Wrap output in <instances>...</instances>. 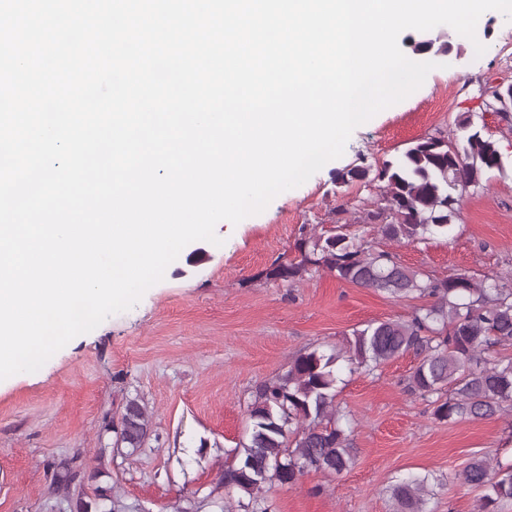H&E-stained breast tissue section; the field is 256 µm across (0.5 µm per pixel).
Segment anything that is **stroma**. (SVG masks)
I'll return each instance as SVG.
<instances>
[{"mask_svg": "<svg viewBox=\"0 0 512 512\" xmlns=\"http://www.w3.org/2000/svg\"><path fill=\"white\" fill-rule=\"evenodd\" d=\"M476 37L483 55L453 43L416 95L356 128L340 158L233 229L216 226L223 245L188 244L131 309L38 371L0 381V512H73L100 484L112 486L122 512H221L225 504L242 512L238 494L220 480L246 438L257 383L284 373L301 351L346 348L354 329L408 319L421 304L324 271L288 285L266 280L275 258L295 257L301 225L350 223L369 245L437 277L512 275V116L490 110L484 94L512 84V20L490 15ZM466 115L497 143L504 170L464 193L448 234L386 240L364 221L379 187L340 184L337 172L359 158L379 167L423 136L456 138ZM417 363L408 352L371 373L341 369L336 402L355 463L339 475L268 485L270 512H400L392 488L412 475L431 483L426 512H477L481 490L455 475L475 457L512 462V412L439 420L429 402L405 390ZM132 398L147 408L151 433L129 455L115 448L114 429ZM66 468L76 479L56 483Z\"/></svg>", "mask_w": 512, "mask_h": 512, "instance_id": "stroma-1", "label": "stroma"}]
</instances>
